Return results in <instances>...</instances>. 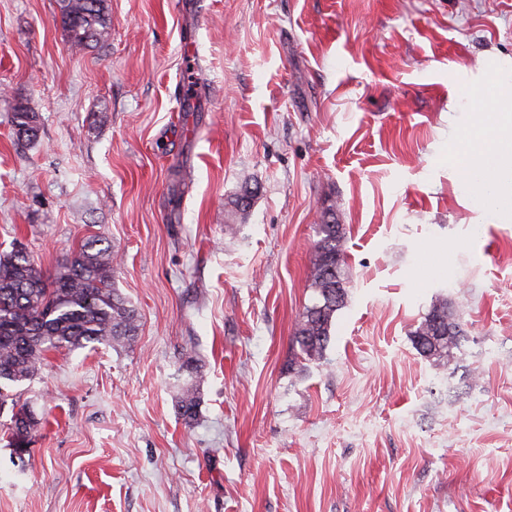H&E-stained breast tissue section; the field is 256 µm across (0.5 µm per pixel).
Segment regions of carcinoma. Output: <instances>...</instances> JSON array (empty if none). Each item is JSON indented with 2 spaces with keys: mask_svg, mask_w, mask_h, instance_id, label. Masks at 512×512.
Instances as JSON below:
<instances>
[{
  "mask_svg": "<svg viewBox=\"0 0 512 512\" xmlns=\"http://www.w3.org/2000/svg\"><path fill=\"white\" fill-rule=\"evenodd\" d=\"M58 17L70 48L80 52L104 40L105 0H57ZM13 123L18 136L34 140L36 114L20 105ZM320 239L310 288L315 302L299 314L292 342L298 359L319 362L331 336L333 317L344 306L347 231L336 222V210L320 214ZM117 263L112 243L93 236L75 250L52 275L46 274L21 248L0 254V409L17 407L11 388L32 381L51 350L85 348L90 344L126 347L138 336L135 309L115 287ZM443 298L409 332L418 354L438 370L448 372L457 364L456 351L468 340L461 316ZM177 412L189 424L196 419L197 397L193 386L182 389ZM9 445L28 438L36 425L29 407H18L11 420Z\"/></svg>",
  "mask_w": 512,
  "mask_h": 512,
  "instance_id": "carcinoma-1",
  "label": "carcinoma"
}]
</instances>
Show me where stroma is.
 <instances>
[{
  "mask_svg": "<svg viewBox=\"0 0 512 512\" xmlns=\"http://www.w3.org/2000/svg\"><path fill=\"white\" fill-rule=\"evenodd\" d=\"M106 2L75 52L56 0H0V253L52 274L106 238L139 324L47 353L24 456L0 413V512H512V214L456 166L512 0ZM331 205L349 295L301 367ZM440 298L469 332L451 379L408 336ZM36 114L27 106L19 105L13 116V123L17 135L21 138L34 140L38 135ZM197 405L193 385L184 387L176 401V407L179 416L186 424L190 425L196 419Z\"/></svg>",
  "mask_w": 512,
  "mask_h": 512,
  "instance_id": "obj_1",
  "label": "stroma"
}]
</instances>
